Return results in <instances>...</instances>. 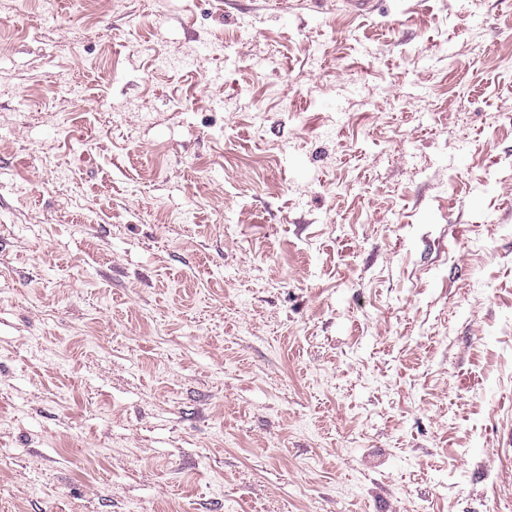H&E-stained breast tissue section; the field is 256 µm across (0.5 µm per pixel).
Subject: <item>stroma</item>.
<instances>
[{"label":"stroma","mask_w":512,"mask_h":512,"mask_svg":"<svg viewBox=\"0 0 512 512\" xmlns=\"http://www.w3.org/2000/svg\"><path fill=\"white\" fill-rule=\"evenodd\" d=\"M9 0L0 512H512V6Z\"/></svg>","instance_id":"35a3bbf8"}]
</instances>
